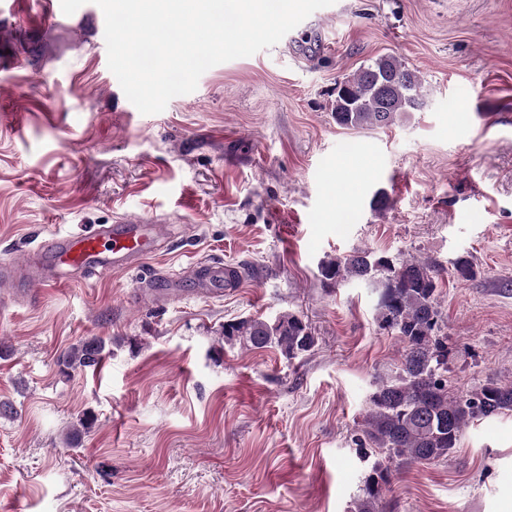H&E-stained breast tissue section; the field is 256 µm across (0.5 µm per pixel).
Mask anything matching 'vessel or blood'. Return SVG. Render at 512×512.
<instances>
[{
    "label": "vessel or blood",
    "mask_w": 512,
    "mask_h": 512,
    "mask_svg": "<svg viewBox=\"0 0 512 512\" xmlns=\"http://www.w3.org/2000/svg\"><path fill=\"white\" fill-rule=\"evenodd\" d=\"M165 240L160 224H116L84 228L58 234L29 248L23 267L0 265V283L13 291L15 300H25L35 285L52 287L62 282L66 272L79 270L94 275L104 270L128 271L160 252ZM189 276L198 285L199 295L222 296L225 289L236 287L238 279L227 266H194ZM152 301L173 303L183 297L178 276L161 274L158 283L149 285Z\"/></svg>",
    "instance_id": "1"
}]
</instances>
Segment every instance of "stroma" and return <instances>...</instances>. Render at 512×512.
<instances>
[{"mask_svg":"<svg viewBox=\"0 0 512 512\" xmlns=\"http://www.w3.org/2000/svg\"><path fill=\"white\" fill-rule=\"evenodd\" d=\"M14 8L0 12V262L122 218L166 225L169 245L132 271L0 295V512H354L371 463L352 439L399 344L378 288L322 279L330 256L435 266L449 385L512 382V0H336L149 115L108 68L93 0ZM384 54L418 73L422 108L338 126V83ZM196 262L245 280L140 300L143 281ZM284 312L312 325V351L222 338ZM91 338L101 366L61 373ZM382 509L512 512V413L470 423L448 459L399 467Z\"/></svg>","mask_w":512,"mask_h":512,"instance_id":"stroma-1","label":"stroma"}]
</instances>
